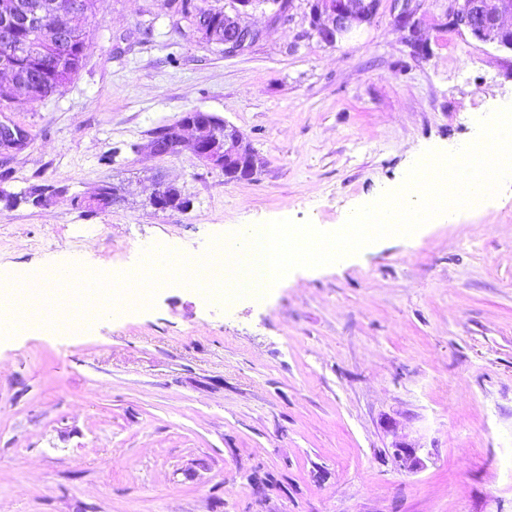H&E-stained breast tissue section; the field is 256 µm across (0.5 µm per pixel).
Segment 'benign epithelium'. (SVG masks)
<instances>
[{"mask_svg":"<svg viewBox=\"0 0 512 512\" xmlns=\"http://www.w3.org/2000/svg\"><path fill=\"white\" fill-rule=\"evenodd\" d=\"M380 0H308L309 26L321 41L333 45L349 37L374 20ZM400 9L394 15L395 24L412 35L410 46L413 51L424 54L429 46L422 36L420 11L422 0H396ZM265 7L270 11V21L284 23L288 20L290 8L283 0H236L224 8V57L239 55L245 46H255L263 39V31L241 23V15L251 9ZM512 17V0H448L446 18L448 25L460 32H466L478 41L498 49L512 52V25L506 26L503 18ZM191 129L195 136L186 140L183 130ZM28 143L25 131L0 123V149L17 150ZM146 148L160 157H174L183 149H190L203 166L226 173L236 170L241 180L252 178L258 171L259 158L243 134L235 126L224 123L219 126L209 112H194L177 127L170 139L157 142L149 140ZM177 188L161 183L150 197V204L159 211L176 209ZM395 456L401 466L410 472L421 468L422 461L415 446L398 442Z\"/></svg>","mask_w":512,"mask_h":512,"instance_id":"benign-epithelium-1","label":"benign epithelium"}]
</instances>
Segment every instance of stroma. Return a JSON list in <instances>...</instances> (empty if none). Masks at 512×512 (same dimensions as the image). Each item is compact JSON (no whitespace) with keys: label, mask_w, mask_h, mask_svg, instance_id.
<instances>
[{"label":"stroma","mask_w":512,"mask_h":512,"mask_svg":"<svg viewBox=\"0 0 512 512\" xmlns=\"http://www.w3.org/2000/svg\"><path fill=\"white\" fill-rule=\"evenodd\" d=\"M447 6L427 0L420 58L391 0L333 46L306 0L285 23L254 12L263 40L227 58L177 30L168 0H97L73 82L0 112L29 135L0 151V187L64 189L0 209V272L129 276L156 245L193 256L245 225L343 224L512 104V54L447 27ZM193 110L244 134L253 179L146 151ZM160 179L188 209L149 206ZM105 184L120 203L75 206ZM0 512H512V179L261 299L164 283L83 334L0 338Z\"/></svg>","instance_id":"35a3bbf8"}]
</instances>
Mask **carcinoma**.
<instances>
[{"instance_id":"carcinoma-1","label":"carcinoma","mask_w":512,"mask_h":512,"mask_svg":"<svg viewBox=\"0 0 512 512\" xmlns=\"http://www.w3.org/2000/svg\"><path fill=\"white\" fill-rule=\"evenodd\" d=\"M6 2L14 6L15 13L7 15L0 11V28L12 29L13 39L9 43L0 42V54L14 52L11 79L22 89L28 84L34 85L31 93L33 102L61 92L82 66L89 45V32L84 23L95 10L96 0H70L75 5V9L68 12L73 21L70 28L78 33V39L67 50L44 44L40 29L28 27L19 20L21 16L40 12L46 0ZM170 8L179 20L186 23L187 29L205 43L217 45L224 42V0H170ZM60 192L62 189L53 185L33 187L24 194L3 191L0 192V203L6 208H13L21 202L43 206ZM116 199V188L103 185L89 198L76 200V204L91 211L102 210Z\"/></svg>"}]
</instances>
